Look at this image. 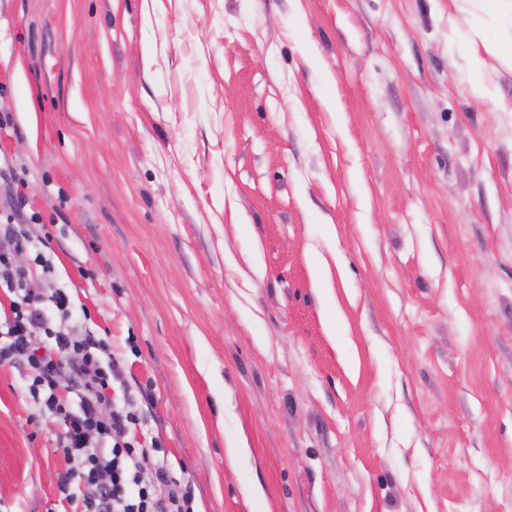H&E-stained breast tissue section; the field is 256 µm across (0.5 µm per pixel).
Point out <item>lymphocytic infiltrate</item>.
Returning <instances> with one entry per match:
<instances>
[{
    "instance_id": "1",
    "label": "lymphocytic infiltrate",
    "mask_w": 512,
    "mask_h": 512,
    "mask_svg": "<svg viewBox=\"0 0 512 512\" xmlns=\"http://www.w3.org/2000/svg\"><path fill=\"white\" fill-rule=\"evenodd\" d=\"M28 220L21 196L0 204V289L10 300L0 319V365L22 364L39 416L62 427L64 512H194L191 488L171 479L159 442L131 435L147 420L150 389L136 398L114 394L120 362L88 327V312L74 313L68 293L52 285L54 237L33 234ZM24 251L34 253L40 274L17 264Z\"/></svg>"
}]
</instances>
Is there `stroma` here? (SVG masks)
<instances>
[{
  "label": "stroma",
  "instance_id": "obj_1",
  "mask_svg": "<svg viewBox=\"0 0 512 512\" xmlns=\"http://www.w3.org/2000/svg\"><path fill=\"white\" fill-rule=\"evenodd\" d=\"M481 0H0V159L194 512H512V60ZM0 366V512H60ZM472 76L468 91L474 98L487 99L490 97L489 90L484 80V61L476 49L471 57Z\"/></svg>",
  "mask_w": 512,
  "mask_h": 512
}]
</instances>
